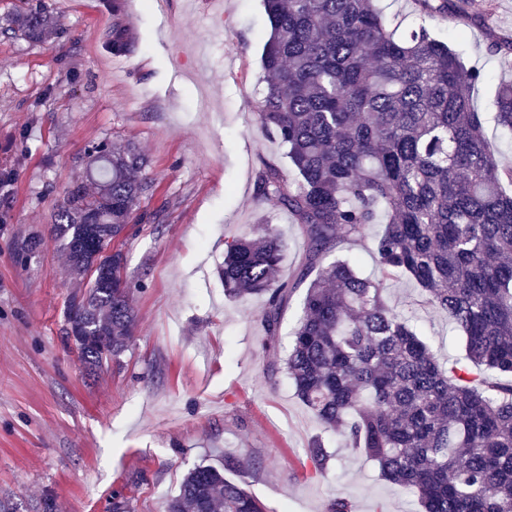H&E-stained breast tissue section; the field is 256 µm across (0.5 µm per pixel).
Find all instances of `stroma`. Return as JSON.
I'll return each instance as SVG.
<instances>
[{
	"label": "stroma",
	"mask_w": 512,
	"mask_h": 512,
	"mask_svg": "<svg viewBox=\"0 0 512 512\" xmlns=\"http://www.w3.org/2000/svg\"><path fill=\"white\" fill-rule=\"evenodd\" d=\"M41 1L58 26L22 36L14 19ZM121 6L134 47L117 57L112 0H0V498L19 512H36L48 494L56 512H110L119 489L133 512H163L188 470L233 457L268 512H325L338 497L357 512H418L416 498L385 481L363 449L322 429L284 375L270 376L304 289L284 312L272 355L258 320L262 299L225 296L218 278L226 241L260 216L284 237L282 277L306 250L288 212L257 193L262 160L293 173L254 116L270 32L262 0ZM467 11L430 25L482 73L472 100L499 166H512V132L494 119L512 53L489 50L512 37V0H468ZM212 30L221 36L197 66L193 46ZM100 141L139 147L154 189L122 246L136 330L120 366L91 377L62 340L77 286L65 256L49 238L27 266L13 253L31 229L53 223L64 189L84 177L81 157ZM382 230L368 225L333 258L380 278L373 242ZM386 299L411 317L442 366L459 362L461 330L424 304L413 281L388 282ZM316 439L338 460L323 476L307 457Z\"/></svg>",
	"instance_id": "35a3bbf8"
}]
</instances>
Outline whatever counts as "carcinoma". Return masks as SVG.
Segmentation results:
<instances>
[{"mask_svg": "<svg viewBox=\"0 0 512 512\" xmlns=\"http://www.w3.org/2000/svg\"><path fill=\"white\" fill-rule=\"evenodd\" d=\"M424 18L448 17L465 0H415ZM270 34L266 85L256 121L292 163L290 180L262 161L258 194L274 198L298 225L304 261L275 281L285 244L271 225L225 244L219 276L230 297L262 296L265 347L276 346L282 312L307 283L283 366L297 398L326 429L379 463L382 477L413 493L422 512H512V167L498 168L471 89L482 80L421 23L400 34L377 0H263ZM39 37L56 25L45 7L16 20ZM133 47L112 4V54ZM498 124L512 131V83L497 91ZM136 147L102 141L88 150L89 182L58 204L52 235L72 273L86 281L69 296L63 341L75 342L90 372L120 365L137 326L125 255L89 275L96 246L126 237L153 190ZM387 213L373 250L388 280L412 278L426 302L464 334L458 368L444 369L390 307L384 283L348 259L327 265L336 244L361 236ZM43 242L31 230L14 252L24 267ZM314 279H309L313 271ZM314 473L332 456L315 441ZM235 469L189 470L165 512H267Z\"/></svg>", "mask_w": 512, "mask_h": 512, "instance_id": "cac0c4a2", "label": "carcinoma"}]
</instances>
